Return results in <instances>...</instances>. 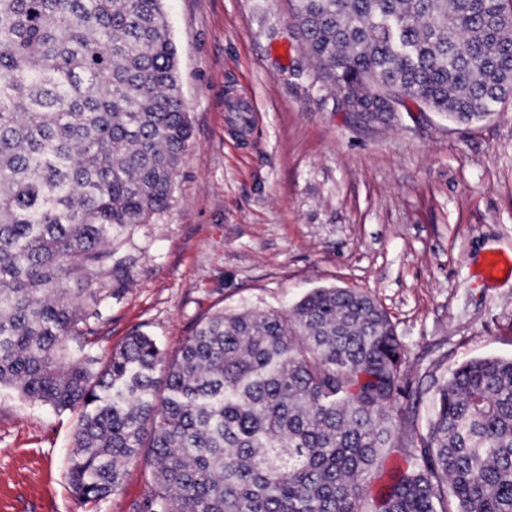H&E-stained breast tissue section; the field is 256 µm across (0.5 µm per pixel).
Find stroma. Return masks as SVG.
Returning <instances> with one entry per match:
<instances>
[{
    "mask_svg": "<svg viewBox=\"0 0 512 512\" xmlns=\"http://www.w3.org/2000/svg\"><path fill=\"white\" fill-rule=\"evenodd\" d=\"M193 134L169 209L127 236L128 287L101 304L84 351L105 365L131 332L175 356L216 309L289 310L320 287L355 288L404 348L425 432L455 367L512 357V277L477 282L512 254V97L488 118L399 113L367 124L298 50L288 0H164ZM81 409L0 387V512H132L152 481L137 461L84 502L68 476Z\"/></svg>",
    "mask_w": 512,
    "mask_h": 512,
    "instance_id": "stroma-1",
    "label": "stroma"
}]
</instances>
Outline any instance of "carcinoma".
<instances>
[{
  "instance_id": "carcinoma-1",
  "label": "carcinoma",
  "mask_w": 512,
  "mask_h": 512,
  "mask_svg": "<svg viewBox=\"0 0 512 512\" xmlns=\"http://www.w3.org/2000/svg\"><path fill=\"white\" fill-rule=\"evenodd\" d=\"M305 49L371 123L469 124L512 95V0H289ZM192 127L163 0H0V386L82 407L83 501L142 455L134 512H512V358L458 366L421 435L394 418L404 348L352 288L201 320L170 358L135 332L101 369L90 319L167 210ZM421 463L369 502L383 449Z\"/></svg>"
}]
</instances>
